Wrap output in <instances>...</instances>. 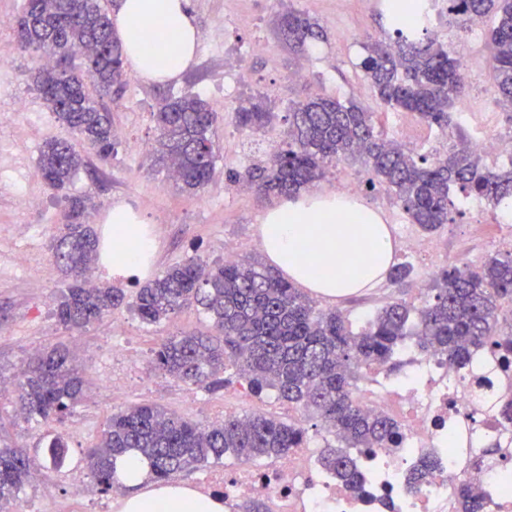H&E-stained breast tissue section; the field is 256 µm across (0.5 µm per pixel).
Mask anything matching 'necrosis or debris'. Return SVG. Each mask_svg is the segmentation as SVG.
Instances as JSON below:
<instances>
[{
	"label": "necrosis or debris",
	"mask_w": 512,
	"mask_h": 512,
	"mask_svg": "<svg viewBox=\"0 0 512 512\" xmlns=\"http://www.w3.org/2000/svg\"><path fill=\"white\" fill-rule=\"evenodd\" d=\"M401 355L409 365L402 377L375 367L357 394L362 408L392 416L404 433L400 447L377 449L363 461L365 496L310 469L301 451L262 475L244 468L213 476L203 492L223 493L228 506L260 494L272 512H458L454 484L461 481L478 491L489 512H512V420L500 411L512 401V356L483 348L460 368L409 345ZM425 457L439 459L440 468L409 487L410 472Z\"/></svg>",
	"instance_id": "necrosis-or-debris-1"
}]
</instances>
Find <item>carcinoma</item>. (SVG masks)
Segmentation results:
<instances>
[{
    "instance_id": "1",
    "label": "carcinoma",
    "mask_w": 512,
    "mask_h": 512,
    "mask_svg": "<svg viewBox=\"0 0 512 512\" xmlns=\"http://www.w3.org/2000/svg\"><path fill=\"white\" fill-rule=\"evenodd\" d=\"M108 0H24L14 26L16 45L41 53L48 62L32 83L46 107L101 158L117 153L112 112L104 99L124 86V55L112 32ZM414 19L396 23L394 36L369 40L360 62L374 100L387 111L407 112L429 126H458L456 106L465 97L459 58L430 27L425 0L410 3ZM448 15L470 27L490 18L493 80L497 105L512 111V0H448ZM292 49L308 51L327 39L319 21L289 11L278 26ZM80 54L85 67L72 64ZM267 97L253 95L234 112V122L252 133L265 131L274 115ZM154 154L181 191H202L215 173L218 118L200 95H167L156 113ZM367 105L315 95L288 107L285 139L266 161L245 171L227 170L263 197H291L321 180L326 170L358 156L371 171V185L394 195L411 223L432 232L450 221L460 197L475 196L494 208L512 204V165L493 168L464 141L443 155H417L377 129ZM85 158L68 141H45L38 156L43 182L63 193L65 223L51 237V259L69 283L55 299V317L68 330H81L122 305L147 325H157L194 305L217 335L183 332L155 352L164 374L214 392L236 368L250 391L267 392L320 419L336 445L322 448L318 469L361 493L366 475L358 458L375 448L400 445V424L383 413H365L356 392L359 365L398 370L397 350L408 340L423 353L466 366L474 351L494 346L512 353V254L498 251L479 266L443 267L420 308L390 301L368 314L354 332L340 311L323 309L275 269L258 261L208 263L194 254L147 279L134 295L109 282L90 283L87 274L106 246L86 221L91 198L67 194ZM84 394V379L63 343L38 350L23 370L19 406L29 418L62 421ZM307 442L301 424L264 414H230L203 426L157 404H138L112 414L100 443L88 450L87 467L102 490L119 486L117 462L135 454L148 460L153 478L233 458L256 463L285 457ZM438 469L426 458L410 474L417 485ZM23 448L0 445V512L34 473ZM461 512H486L468 485L456 487Z\"/></svg>"
}]
</instances>
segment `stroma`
Returning <instances> with one entry per match:
<instances>
[{"instance_id": "1", "label": "stroma", "mask_w": 512, "mask_h": 512, "mask_svg": "<svg viewBox=\"0 0 512 512\" xmlns=\"http://www.w3.org/2000/svg\"><path fill=\"white\" fill-rule=\"evenodd\" d=\"M191 2L204 34L195 64L178 83L170 85L129 76L121 96L108 103L119 134L117 155L103 160L95 151L85 150L87 166L70 188L73 194L90 195L96 205L112 197L139 212L154 229L152 270L156 273L195 251L211 262L223 261L232 251L242 260L262 259L258 219L266 205L251 191L228 181L227 170H244L264 156L271 141L279 139L285 129L282 117L289 105L306 95L321 93L372 104V93L359 68L364 38L392 33L380 0ZM291 9L306 11L318 19L328 33L327 41L305 54L290 51L278 39L276 24L279 16ZM432 27L456 56L470 59L472 67L465 73V105L479 117L442 131L426 128L409 115L390 112L383 118L389 136L398 139L405 129L418 130L423 153L431 154L445 151L458 138L471 140L488 129L498 135H512V112L502 111L495 104L498 92L491 80L494 60L484 30H460L450 26L444 15L434 16ZM258 41L265 44V51L252 52V45ZM40 64L39 53L15 49L12 27L0 28V381L6 385L0 390V434L8 443L27 450L57 500L82 508L108 498L89 474L83 457L88 448L99 443L118 407L155 403L203 424L226 411L260 412L284 420L298 419L301 413L277 400L256 398L240 380L210 393L155 368L151 356L162 337L183 331L212 332L211 323L196 307L183 309L172 321L149 326L129 307L121 306L85 331L71 333L59 325L53 306L40 304L34 285H41L51 296L62 286L47 243L56 224L62 221L65 203L30 172L37 167L45 140L71 136L70 130L49 114L29 80ZM258 90L266 92L276 104L274 130L266 136L241 131L232 120L235 108ZM187 92L200 94L222 119L215 174L195 195L181 192L157 158L137 149L138 144L150 146L155 142L153 114L160 97ZM19 97L27 101V109L21 113L12 109L13 100ZM370 177L360 159L350 158L330 170L315 189L332 193L338 183H357L359 199L377 210L387 225L408 223V215L392 194L380 187L369 188ZM19 194L37 197L39 210L19 212L15 202ZM502 222L500 212L485 201H465L452 222L434 234L441 244V259L454 257L464 249L470 254L471 264H480L496 252L493 239ZM411 264L413 271L406 286L398 287L385 279L353 295L320 300L319 305L337 308L353 330H361L365 313L382 305L385 298L399 296L416 302L421 291L431 287L432 280L423 265L417 261ZM116 335L136 343L147 355L117 401L100 383L101 375L111 367L107 348ZM59 342L78 347L77 360L88 390L63 424L50 426L21 414L17 394L21 371L34 352ZM57 434L63 436L71 457L70 465L60 468L53 465L47 451L49 439Z\"/></svg>"}]
</instances>
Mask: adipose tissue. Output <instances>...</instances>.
<instances>
[{"instance_id": "1", "label": "adipose tissue", "mask_w": 512, "mask_h": 512, "mask_svg": "<svg viewBox=\"0 0 512 512\" xmlns=\"http://www.w3.org/2000/svg\"><path fill=\"white\" fill-rule=\"evenodd\" d=\"M113 23L127 62L144 80L178 82L195 61L200 32L190 0H119ZM258 234L270 265L325 298L373 287L394 260L388 225L345 194L286 200L264 212ZM310 241L317 244L311 253L304 249ZM147 470L139 457L121 463L119 476L131 492L120 500L119 512H225L222 498L179 481L140 488Z\"/></svg>"}]
</instances>
